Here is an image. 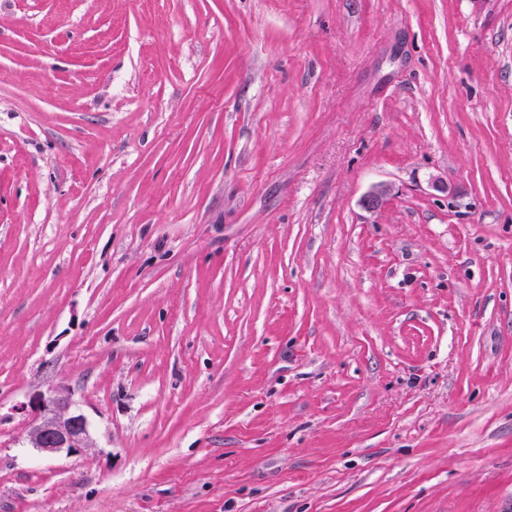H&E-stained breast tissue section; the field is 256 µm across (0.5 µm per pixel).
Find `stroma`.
<instances>
[{
  "label": "stroma",
  "instance_id": "35a3bbf8",
  "mask_svg": "<svg viewBox=\"0 0 512 512\" xmlns=\"http://www.w3.org/2000/svg\"><path fill=\"white\" fill-rule=\"evenodd\" d=\"M0 512H512V0H0ZM33 407L36 414L27 434L31 447L45 455L90 447L87 419L77 410L71 394L61 391L40 394Z\"/></svg>",
  "mask_w": 512,
  "mask_h": 512
}]
</instances>
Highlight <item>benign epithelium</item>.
<instances>
[{"label":"benign epithelium","instance_id":"benign-epithelium-1","mask_svg":"<svg viewBox=\"0 0 512 512\" xmlns=\"http://www.w3.org/2000/svg\"><path fill=\"white\" fill-rule=\"evenodd\" d=\"M34 408L35 418L27 434L31 447L45 455L91 447L87 419L77 410L71 394L61 391L40 394Z\"/></svg>","mask_w":512,"mask_h":512}]
</instances>
